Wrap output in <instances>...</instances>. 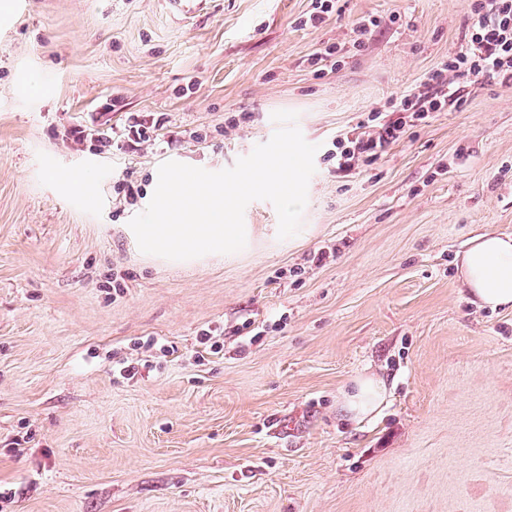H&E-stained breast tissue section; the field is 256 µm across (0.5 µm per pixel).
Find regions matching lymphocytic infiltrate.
<instances>
[{
  "mask_svg": "<svg viewBox=\"0 0 512 512\" xmlns=\"http://www.w3.org/2000/svg\"><path fill=\"white\" fill-rule=\"evenodd\" d=\"M459 74L469 76L474 85L495 81L512 86V0H474L465 45L430 75L427 91L412 88L397 92L400 120L376 125L354 139L337 138L333 153L337 169L375 163L389 145L401 138L405 118L423 120L443 110L446 103L460 101L461 90L453 81Z\"/></svg>",
  "mask_w": 512,
  "mask_h": 512,
  "instance_id": "obj_1",
  "label": "lymphocytic infiltrate"
}]
</instances>
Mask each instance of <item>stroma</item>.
Segmentation results:
<instances>
[{
	"label": "stroma",
	"mask_w": 512,
	"mask_h": 512,
	"mask_svg": "<svg viewBox=\"0 0 512 512\" xmlns=\"http://www.w3.org/2000/svg\"><path fill=\"white\" fill-rule=\"evenodd\" d=\"M13 2L0 512H512V310L458 274L470 239L512 235V86L459 79L462 99L374 164L328 155L397 119L396 93L465 44L472 0H338L316 25L311 0H209L187 20L162 0ZM280 110L317 147L304 234L279 239L255 200L239 252L142 254L127 226L159 166L232 167ZM135 120L149 141H127ZM362 372L388 397L357 423L336 396Z\"/></svg>",
	"instance_id": "35a3bbf8"
}]
</instances>
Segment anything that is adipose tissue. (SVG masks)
Returning <instances> with one entry per match:
<instances>
[{
  "mask_svg": "<svg viewBox=\"0 0 512 512\" xmlns=\"http://www.w3.org/2000/svg\"><path fill=\"white\" fill-rule=\"evenodd\" d=\"M459 274L475 303L492 309L512 308V236L485 233L471 239L461 254ZM385 382L359 374L341 389L338 408L361 421L379 413L386 401Z\"/></svg>",
  "mask_w": 512,
  "mask_h": 512,
  "instance_id": "adipose-tissue-1",
  "label": "adipose tissue"
}]
</instances>
